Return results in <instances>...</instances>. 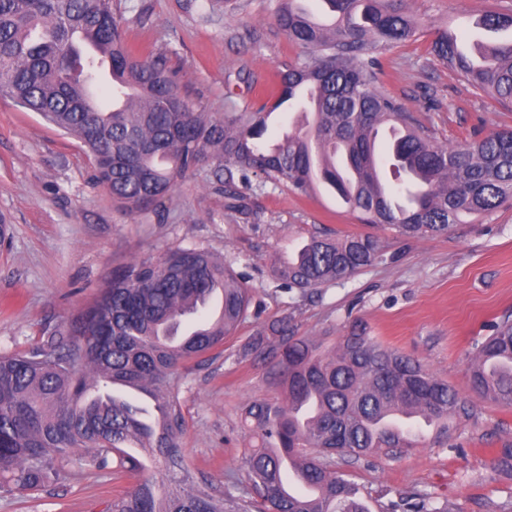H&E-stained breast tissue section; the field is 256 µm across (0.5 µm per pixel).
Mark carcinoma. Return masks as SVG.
<instances>
[{"label": "carcinoma", "instance_id": "carcinoma-1", "mask_svg": "<svg viewBox=\"0 0 512 512\" xmlns=\"http://www.w3.org/2000/svg\"><path fill=\"white\" fill-rule=\"evenodd\" d=\"M335 13L321 27L294 0H276L274 17L301 49L278 73V95L250 112L213 118L177 91L160 56L143 58L127 45L111 0H0V94L39 113L79 139L105 164L96 178L113 202L130 213L157 209L179 177L215 161L226 208L246 213L247 193L286 186L299 195L318 178L336 190L365 224L394 227L425 238L446 235L462 213L484 215L512 200V130L463 145L435 141L405 105L374 87L383 51L413 40L420 25L406 0H323ZM477 25L512 32V13L490 11ZM102 51L112 75L127 86L98 79ZM434 56L473 87L512 105V38L477 41L466 49L442 29L430 43ZM92 91L99 111L83 103ZM311 115L307 130L264 141L267 120L283 104ZM381 127L396 132L389 159L397 183L394 208L371 180ZM382 258L369 235L316 234L274 272L280 292H312L345 280ZM233 253L207 247L176 248L140 258L112 272L95 300L63 327L44 331L24 353L0 354V485L34 492L60 483L64 463L85 450L97 469L137 474L140 448L164 460L159 479L118 492L106 512H371L360 488L338 470L373 453L393 457L421 438H448L449 422L468 420L473 406L422 363L386 347L363 324H352L332 350L299 336L284 317L248 338L242 354L264 368L282 397L256 399L241 417L254 444L242 457L248 486L212 492L184 465V417L174 382L186 363L224 345L247 317L251 289L238 278ZM224 300L221 317L206 310L208 297ZM192 321L177 336L181 323ZM478 395L512 407V320L476 345L470 364ZM131 389L152 396L162 417L148 415ZM401 406L433 421L413 435L379 429L384 411ZM319 491L316 497L284 489L289 465ZM386 512H450L430 493L390 503Z\"/></svg>", "mask_w": 512, "mask_h": 512}]
</instances>
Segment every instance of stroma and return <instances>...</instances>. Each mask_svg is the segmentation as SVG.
<instances>
[{"instance_id": "35a3bbf8", "label": "stroma", "mask_w": 512, "mask_h": 512, "mask_svg": "<svg viewBox=\"0 0 512 512\" xmlns=\"http://www.w3.org/2000/svg\"><path fill=\"white\" fill-rule=\"evenodd\" d=\"M275 0H112L136 54L165 58L179 94L219 118L258 107L277 92V72L300 50L274 19ZM424 30L420 40L386 49L374 86L399 99L438 142L457 145L512 127V111L473 88L429 52L435 28L476 38L473 21L512 0H407ZM91 156L77 139L37 113L0 99V353L29 349L45 329L68 323L98 295L113 269L145 255L204 245L231 251L253 303L223 352L189 364L177 383L185 420L187 467L214 491L245 487L240 459L249 446L241 408L276 397L260 364L241 358L249 336L291 317L298 335L333 348L353 322L384 346L422 362L476 410L448 439H426L397 457L371 455L343 465L371 512L400 496L429 492L456 512H512V471L491 468L512 446V407L476 396L469 368L477 341L512 317V203L462 215L453 231L406 238L360 223L336 191L318 184L307 196L281 187L249 195V216L228 212L212 166L177 180L158 211L131 214L95 183ZM368 234L383 259L353 277L303 295L273 292L275 263L310 236ZM59 485L32 495L0 490V512H105L134 477L69 463Z\"/></svg>"}]
</instances>
